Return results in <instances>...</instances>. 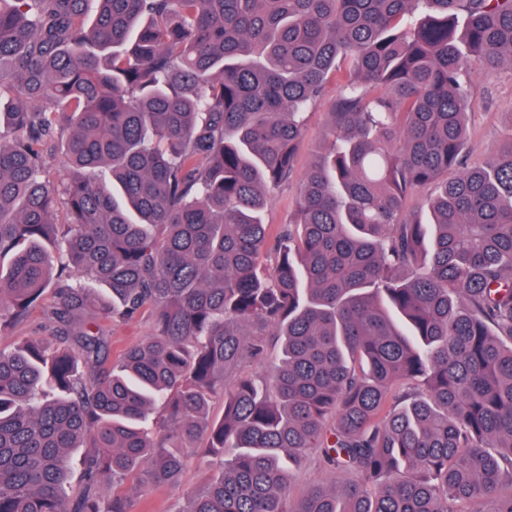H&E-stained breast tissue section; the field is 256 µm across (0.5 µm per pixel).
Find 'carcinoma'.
Segmentation results:
<instances>
[{"instance_id":"cac0c4a2","label":"carcinoma","mask_w":512,"mask_h":512,"mask_svg":"<svg viewBox=\"0 0 512 512\" xmlns=\"http://www.w3.org/2000/svg\"><path fill=\"white\" fill-rule=\"evenodd\" d=\"M504 66L512 0H0V319L53 290L0 348V512H133L113 489L200 440L217 472L174 512H512V126L465 160L470 73ZM144 312L108 364L99 321ZM312 450L351 478L292 499ZM344 82L341 72L330 74L325 88V94L312 106L308 115L305 136L298 154L295 173L288 183L281 185L274 192L272 200L265 212V223L274 224L275 229L281 224H288L299 193L300 180L307 170L313 154L323 139L324 131L329 122L328 112L340 86ZM53 301L51 290H46L36 305L33 307L30 317L18 324H0V344L16 346L30 336H38L46 323V310Z\"/></svg>"}]
</instances>
